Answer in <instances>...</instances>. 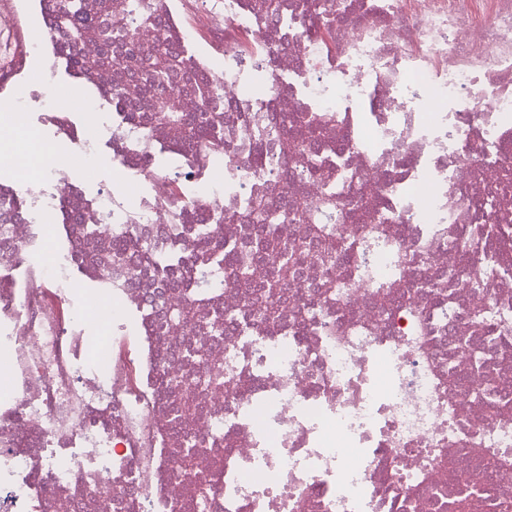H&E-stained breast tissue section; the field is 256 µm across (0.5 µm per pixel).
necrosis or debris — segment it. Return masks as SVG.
<instances>
[{
  "mask_svg": "<svg viewBox=\"0 0 512 512\" xmlns=\"http://www.w3.org/2000/svg\"><path fill=\"white\" fill-rule=\"evenodd\" d=\"M58 3L0 0V512H512V0ZM260 203L276 312L192 301Z\"/></svg>",
  "mask_w": 512,
  "mask_h": 512,
  "instance_id": "necrosis-or-debris-1",
  "label": "necrosis or debris"
}]
</instances>
